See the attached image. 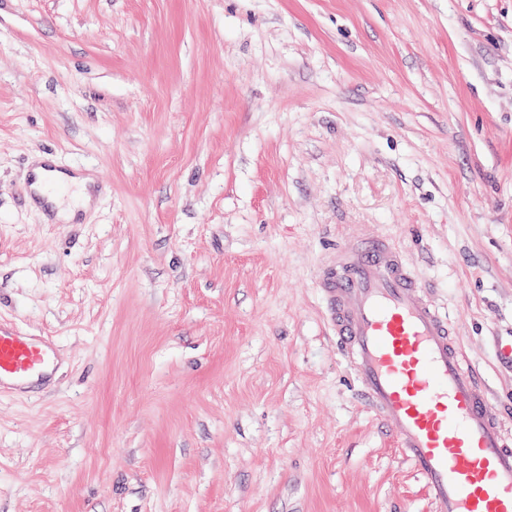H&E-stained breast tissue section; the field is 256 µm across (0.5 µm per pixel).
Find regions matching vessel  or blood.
<instances>
[{
	"mask_svg": "<svg viewBox=\"0 0 512 512\" xmlns=\"http://www.w3.org/2000/svg\"><path fill=\"white\" fill-rule=\"evenodd\" d=\"M320 284L342 358L435 512H512V426L403 255L381 237L341 246ZM57 364L47 338L0 324V390H26Z\"/></svg>",
	"mask_w": 512,
	"mask_h": 512,
	"instance_id": "vessel-or-blood-1",
	"label": "vessel or blood"
}]
</instances>
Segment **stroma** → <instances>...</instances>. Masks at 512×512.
<instances>
[{
    "instance_id": "1",
    "label": "stroma",
    "mask_w": 512,
    "mask_h": 512,
    "mask_svg": "<svg viewBox=\"0 0 512 512\" xmlns=\"http://www.w3.org/2000/svg\"><path fill=\"white\" fill-rule=\"evenodd\" d=\"M375 235L511 412L512 0H0V512H435L325 317ZM55 167L51 159L45 158L39 160L32 170L33 187L47 203H51L56 207V217L59 220L72 221L77 214L78 210L84 208L90 200L87 194V184L90 179L88 177L76 176L68 174L64 171L56 169L55 185H73L79 188L80 192L76 199L68 207L63 208L58 200L56 192L52 189L51 183H46L43 180L44 170L48 167ZM32 182L23 188V194L30 197L32 194ZM58 364L54 344L42 336H29L0 324V391H23Z\"/></svg>"
}]
</instances>
